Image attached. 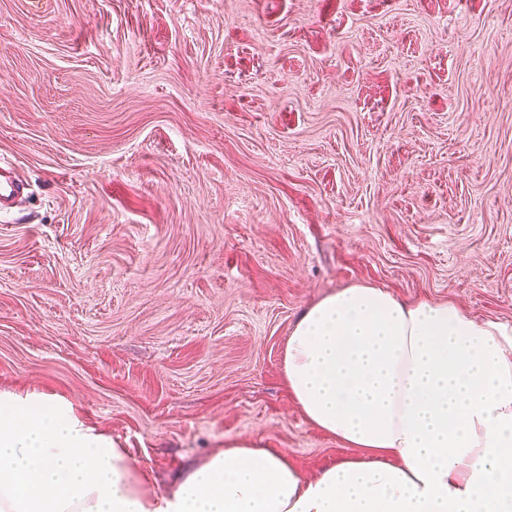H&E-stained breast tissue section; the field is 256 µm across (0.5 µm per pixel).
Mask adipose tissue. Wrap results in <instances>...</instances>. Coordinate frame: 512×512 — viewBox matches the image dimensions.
<instances>
[{"label": "adipose tissue", "mask_w": 512, "mask_h": 512, "mask_svg": "<svg viewBox=\"0 0 512 512\" xmlns=\"http://www.w3.org/2000/svg\"><path fill=\"white\" fill-rule=\"evenodd\" d=\"M281 365L357 456L307 479L231 440L160 493L71 402L0 392V512H512L511 325L355 284L304 310Z\"/></svg>", "instance_id": "1"}]
</instances>
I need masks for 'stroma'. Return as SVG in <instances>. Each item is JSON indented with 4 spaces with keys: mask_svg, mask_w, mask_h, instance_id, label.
Wrapping results in <instances>:
<instances>
[{
    "mask_svg": "<svg viewBox=\"0 0 512 512\" xmlns=\"http://www.w3.org/2000/svg\"><path fill=\"white\" fill-rule=\"evenodd\" d=\"M0 389L156 490L228 439L354 456L281 369L367 284L512 325V0H0ZM29 182L14 170L0 165V214L7 212L28 189Z\"/></svg>",
    "mask_w": 512,
    "mask_h": 512,
    "instance_id": "1",
    "label": "stroma"
}]
</instances>
